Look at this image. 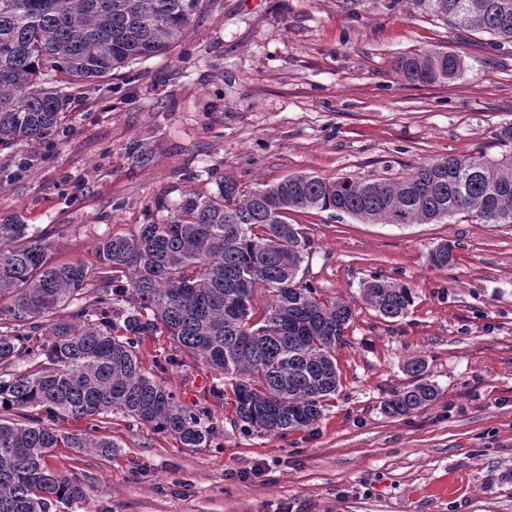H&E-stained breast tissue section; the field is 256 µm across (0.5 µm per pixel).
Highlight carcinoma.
<instances>
[{
  "label": "carcinoma",
  "instance_id": "obj_1",
  "mask_svg": "<svg viewBox=\"0 0 512 512\" xmlns=\"http://www.w3.org/2000/svg\"><path fill=\"white\" fill-rule=\"evenodd\" d=\"M463 30L512 42V0H429ZM201 0H0V150L19 142L50 151L74 102V84L102 79L178 43ZM411 81L453 78L460 60L425 52L401 60ZM499 158L463 154L416 166L396 182L299 174L245 190L232 177L217 192L182 200L163 223L112 235L96 246L97 264L54 263L52 242L14 217L0 221V512H51L83 502L90 488L47 465L56 448L109 458L117 445L99 427L62 433L44 422L94 420L119 413L193 451L216 435L205 407L184 406L146 371L138 346L161 334L223 376L234 396V426L277 434L310 427L339 385L336 350L352 310L319 298L299 278L310 247L294 210L343 213L361 221L421 224L470 214L481 224H512V124L497 133ZM30 156L0 170V183L29 171ZM454 261L442 243L428 256ZM269 300L256 306L257 290ZM385 319L405 316L410 287L383 275L362 285ZM423 360L408 365L414 384L384 412L405 416L431 405L438 388Z\"/></svg>",
  "mask_w": 512,
  "mask_h": 512
}]
</instances>
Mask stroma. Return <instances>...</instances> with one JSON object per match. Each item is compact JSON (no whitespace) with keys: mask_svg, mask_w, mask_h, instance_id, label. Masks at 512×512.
Instances as JSON below:
<instances>
[{"mask_svg":"<svg viewBox=\"0 0 512 512\" xmlns=\"http://www.w3.org/2000/svg\"><path fill=\"white\" fill-rule=\"evenodd\" d=\"M426 51L456 55L458 75L408 81L400 61ZM104 85L76 88L55 148L0 194V218L51 233L56 263H94L101 238L166 221L225 175L248 188L296 174L396 181L430 159L497 156L496 133L512 123V44L451 26L421 0H202L179 43ZM288 221L311 242L301 277L353 311L321 419L243 434L231 395L216 393L222 380L172 355L166 337H145L144 367L183 404L208 407L215 438L191 452L108 416L100 431L115 455L48 457L93 490L51 512H512V224L318 211ZM445 241L455 262L438 269L427 256ZM374 274L413 288L407 316L366 304L361 283ZM416 359L438 400L386 415Z\"/></svg>","mask_w":512,"mask_h":512,"instance_id":"35a3bbf8","label":"stroma"}]
</instances>
